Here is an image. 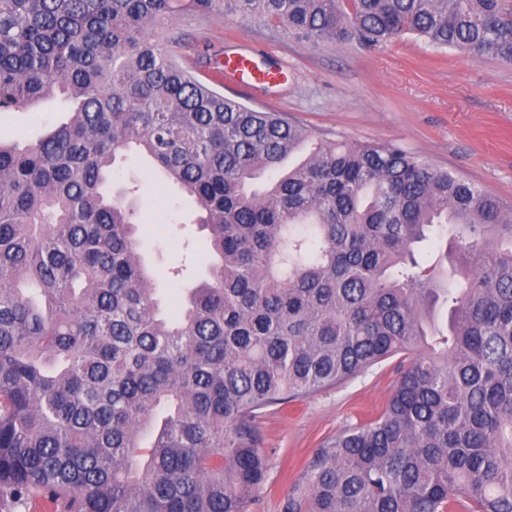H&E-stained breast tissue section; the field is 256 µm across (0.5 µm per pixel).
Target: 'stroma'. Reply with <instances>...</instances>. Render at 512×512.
<instances>
[{
  "label": "stroma",
  "mask_w": 512,
  "mask_h": 512,
  "mask_svg": "<svg viewBox=\"0 0 512 512\" xmlns=\"http://www.w3.org/2000/svg\"><path fill=\"white\" fill-rule=\"evenodd\" d=\"M161 36L168 55L224 96L282 113L331 141L399 144L512 201V64L473 61L413 36L371 49L352 41L311 45L219 10L181 14ZM231 53L252 54L257 68L272 65L280 79L240 88L220 73ZM39 117L34 124L28 113L0 112V140L34 139L42 126L65 119L66 106L48 101ZM112 185L135 188L143 219L139 251L156 278L163 311L177 315L184 288L205 276L210 261L193 205L136 153L113 165ZM396 365L389 359L340 385L264 410L258 427L269 474L255 512H279L304 461L385 404Z\"/></svg>",
  "instance_id": "stroma-1"
}]
</instances>
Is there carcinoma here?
I'll use <instances>...</instances> for the list:
<instances>
[{
	"mask_svg": "<svg viewBox=\"0 0 512 512\" xmlns=\"http://www.w3.org/2000/svg\"><path fill=\"white\" fill-rule=\"evenodd\" d=\"M215 9L306 43L410 34L512 63V0H0V111L69 112L0 141V505L252 512L261 410L399 355L382 412L316 449L281 512H512V204L199 83L159 34ZM132 149L194 198L216 257L176 322L134 190L109 187ZM436 226L451 253L429 269L415 247Z\"/></svg>",
	"mask_w": 512,
	"mask_h": 512,
	"instance_id": "obj_1",
	"label": "carcinoma"
}]
</instances>
